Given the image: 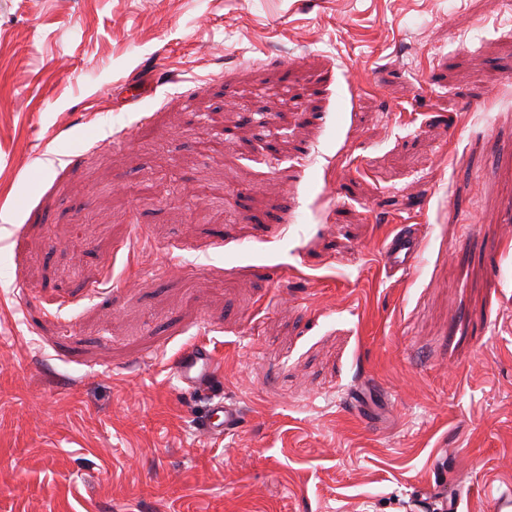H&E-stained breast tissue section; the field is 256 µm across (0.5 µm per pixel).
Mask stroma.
I'll return each mask as SVG.
<instances>
[{"mask_svg":"<svg viewBox=\"0 0 512 512\" xmlns=\"http://www.w3.org/2000/svg\"><path fill=\"white\" fill-rule=\"evenodd\" d=\"M510 153L507 0H0V512H491ZM422 243L421 235L401 229L383 248V263L386 270L392 275L410 271L421 251ZM213 351L205 345L184 350L175 363V374L180 383L190 390L207 388L217 373ZM241 419L240 408L223 400L214 402L200 420L201 430L208 437L221 438L237 428Z\"/></svg>","mask_w":512,"mask_h":512,"instance_id":"1","label":"stroma"}]
</instances>
